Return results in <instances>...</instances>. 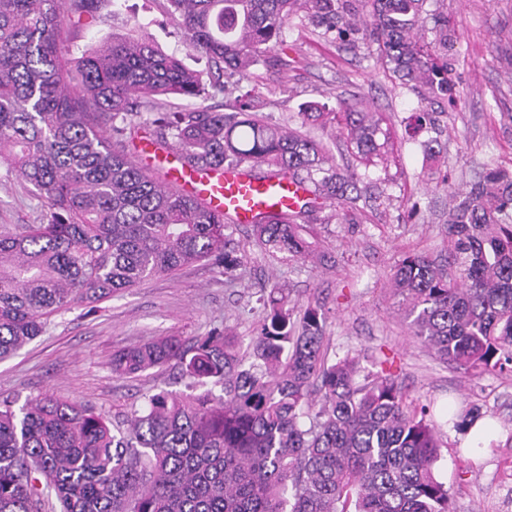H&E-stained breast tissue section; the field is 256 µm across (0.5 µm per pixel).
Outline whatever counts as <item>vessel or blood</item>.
Instances as JSON below:
<instances>
[{"instance_id": "vessel-or-blood-1", "label": "vessel or blood", "mask_w": 512, "mask_h": 512, "mask_svg": "<svg viewBox=\"0 0 512 512\" xmlns=\"http://www.w3.org/2000/svg\"><path fill=\"white\" fill-rule=\"evenodd\" d=\"M163 175L167 184L184 194L203 200L213 211L236 224L253 223L257 213L295 208L305 190L288 175L260 181L247 168L192 169L182 166L177 152H168Z\"/></svg>"}]
</instances>
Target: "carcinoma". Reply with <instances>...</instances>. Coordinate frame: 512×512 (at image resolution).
<instances>
[{
    "instance_id": "obj_1",
    "label": "carcinoma",
    "mask_w": 512,
    "mask_h": 512,
    "mask_svg": "<svg viewBox=\"0 0 512 512\" xmlns=\"http://www.w3.org/2000/svg\"><path fill=\"white\" fill-rule=\"evenodd\" d=\"M104 0H0V165L30 185L46 221L0 228V360L39 336L54 313L93 305L146 278L208 262L232 274L225 217L169 188L131 152L132 121L169 94L202 103L158 112L148 144L173 141L192 167H261L286 174L308 198L298 210L259 217L254 230L273 260L320 262L318 201L351 205L359 184L383 183L391 132L377 112L337 101L282 127L250 112L249 94L216 111L208 88L270 64L285 29L378 45L399 85L425 100H454L448 24L431 0H167L208 79L149 38L114 37L76 60L62 56L64 27ZM434 34L425 40L426 32ZM121 124H115L116 119ZM339 119L363 172L340 169L307 122ZM414 128L434 130L422 105ZM448 268L403 257L392 279L414 336L465 374L512 373V171L488 165L466 190H448ZM264 317L241 352L213 331L176 336L112 356V372L139 375L177 363L201 392L160 391L113 422L45 394L0 402V512H454L435 468L436 423L406 403L396 376L367 372L360 356L331 360L326 318L310 303L293 319L273 284ZM221 386L224 396H212Z\"/></svg>"
}]
</instances>
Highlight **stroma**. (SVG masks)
I'll return each mask as SVG.
<instances>
[{
    "instance_id": "stroma-1",
    "label": "stroma",
    "mask_w": 512,
    "mask_h": 512,
    "mask_svg": "<svg viewBox=\"0 0 512 512\" xmlns=\"http://www.w3.org/2000/svg\"><path fill=\"white\" fill-rule=\"evenodd\" d=\"M440 11L455 33L448 59L460 106L440 118L442 151L435 158L405 132L417 94L399 87L362 45L286 32L278 55L287 72L253 69L240 87L211 91L207 99L218 107L237 89L251 88L256 111L293 127L307 103L339 98L386 117L395 133L387 194L360 200L346 222L317 225L327 264L271 260L252 225L227 224L224 233L240 259L233 275L199 262L147 278L95 311L77 304L50 317L40 336L0 361V400L21 405L48 393L110 419L145 395L187 392L177 365L120 376L112 371L113 353L167 336L190 342L214 329L249 338L263 315L261 285L271 278L295 315L320 302L329 357L358 353L372 371L391 361L408 402L426 407L441 426L436 467L455 512H512V375L470 376L441 362L415 338L390 286L391 270L405 255L447 264L446 186L469 188L490 160L512 170V0H441ZM127 33L148 36L193 70L209 69L168 16L166 0H106L99 12L68 26L63 53L75 59L89 45ZM45 214L31 187L0 176V226L39 224ZM473 407L496 425L493 439L475 452L467 433L453 426Z\"/></svg>"
}]
</instances>
